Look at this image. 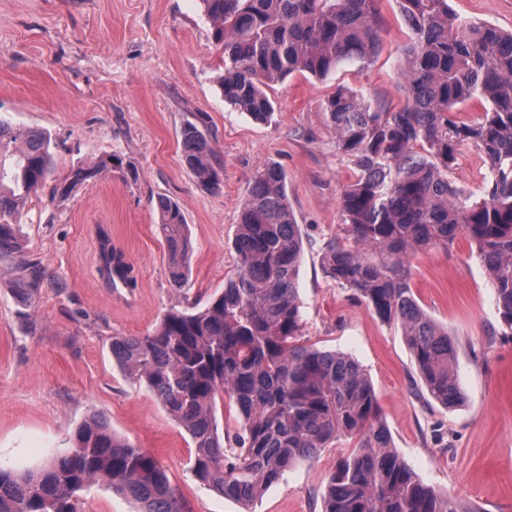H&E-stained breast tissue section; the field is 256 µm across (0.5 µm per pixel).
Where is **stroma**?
Returning <instances> with one entry per match:
<instances>
[{"instance_id":"obj_1","label":"stroma","mask_w":512,"mask_h":512,"mask_svg":"<svg viewBox=\"0 0 512 512\" xmlns=\"http://www.w3.org/2000/svg\"><path fill=\"white\" fill-rule=\"evenodd\" d=\"M459 16L512 31V0H450ZM380 53L318 80L297 73L274 85L276 111L258 122L225 104L224 50L198 0H0V121L51 139L56 177L112 154L133 162L72 195L31 197L21 221L47 280L28 316L0 284V466L38 468L63 452L88 416L164 467L183 512H322L328 475L352 451L342 439L288 470L250 508L200 484L193 443L145 386L112 358L116 336L152 333L170 309L197 310L239 272L233 246L249 180L269 164L287 174L303 236L301 343L354 359L374 387L380 421L407 466L460 512H512V329L486 270L465 239L411 260L421 307L456 346L464 402L447 408L425 391L400 325L380 320L327 277L325 244L342 233L341 194L354 166L336 147L324 102L336 86L387 105L403 100L398 50L408 40L395 0H381ZM198 124L224 164L220 189H201L182 162L181 131ZM482 154L464 149L450 179L484 195ZM174 198L193 247L187 285L174 287L158 224V196ZM132 269L131 289L98 273L100 226Z\"/></svg>"}]
</instances>
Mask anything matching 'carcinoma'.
I'll return each instance as SVG.
<instances>
[{"instance_id":"cac0c4a2","label":"carcinoma","mask_w":512,"mask_h":512,"mask_svg":"<svg viewBox=\"0 0 512 512\" xmlns=\"http://www.w3.org/2000/svg\"><path fill=\"white\" fill-rule=\"evenodd\" d=\"M224 46V102L265 122L275 112L266 88L295 73L325 78L381 49L379 0H200ZM409 42L400 49L404 103L392 108L339 86L325 101L338 150L352 157L354 181L341 194L344 237L327 242L322 268L384 322L400 324L428 395L459 404L457 356L448 329L417 303L409 259L466 238L483 263L504 324L512 329V32L462 18L448 0H395ZM477 101L482 113L462 115ZM0 122V265L30 307L45 280L25 255L19 223L32 192L63 199L122 161L53 178L50 137ZM183 163L207 190L224 183V164L198 127L182 131ZM465 147L484 156L485 195L469 198L448 179ZM126 174L136 177L130 164ZM171 280L188 279L192 255L185 217L157 201ZM233 246L239 274L195 312L170 310L146 336L112 337V356L163 404L193 442L192 472L203 485L245 506L292 467L343 436L356 442L329 475L322 512H459L424 485L395 451L379 420L373 385L351 358L299 343L303 314L298 270L303 244L276 164L249 182ZM229 403L239 428L224 436L217 412ZM102 482L138 512H182L166 471L119 439L105 415H90L70 447L35 470L0 468V512H80V493Z\"/></svg>"}]
</instances>
